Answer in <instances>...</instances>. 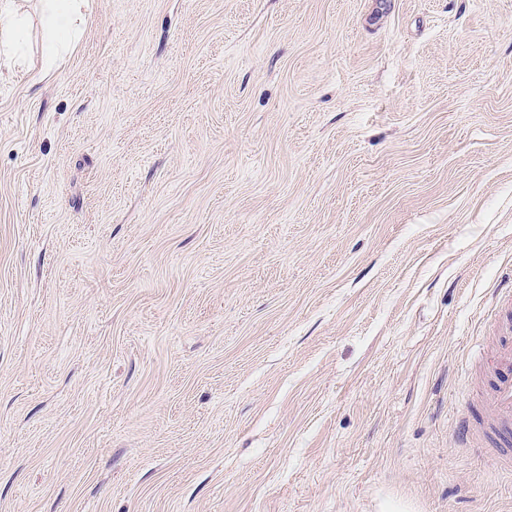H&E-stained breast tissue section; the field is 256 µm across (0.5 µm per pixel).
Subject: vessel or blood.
Wrapping results in <instances>:
<instances>
[{"label":"vessel or blood","mask_w":512,"mask_h":512,"mask_svg":"<svg viewBox=\"0 0 512 512\" xmlns=\"http://www.w3.org/2000/svg\"><path fill=\"white\" fill-rule=\"evenodd\" d=\"M495 316V345L482 355L479 398L468 406L461 442L490 450L499 463L512 467V289H500Z\"/></svg>","instance_id":"b4317fda"}]
</instances>
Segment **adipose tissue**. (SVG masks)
Instances as JSON below:
<instances>
[{"label": "adipose tissue", "mask_w": 512, "mask_h": 512, "mask_svg": "<svg viewBox=\"0 0 512 512\" xmlns=\"http://www.w3.org/2000/svg\"><path fill=\"white\" fill-rule=\"evenodd\" d=\"M44 46L48 66H56L76 44L88 0H42Z\"/></svg>", "instance_id": "obj_1"}]
</instances>
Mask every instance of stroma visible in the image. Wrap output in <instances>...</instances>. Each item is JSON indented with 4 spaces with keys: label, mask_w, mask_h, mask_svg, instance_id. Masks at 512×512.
Instances as JSON below:
<instances>
[{
    "label": "stroma",
    "mask_w": 512,
    "mask_h": 512,
    "mask_svg": "<svg viewBox=\"0 0 512 512\" xmlns=\"http://www.w3.org/2000/svg\"><path fill=\"white\" fill-rule=\"evenodd\" d=\"M16 4L0 512H512V0H90L45 75ZM512 288V287H510ZM502 288L495 305V345L483 352L476 376L479 398L462 421L461 444L487 449L512 467V289Z\"/></svg>",
    "instance_id": "1"
}]
</instances>
